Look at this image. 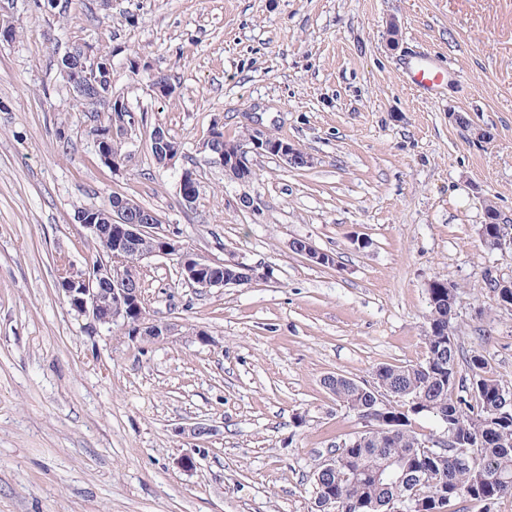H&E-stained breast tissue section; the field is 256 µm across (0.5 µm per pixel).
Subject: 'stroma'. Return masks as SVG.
<instances>
[{
    "label": "stroma",
    "instance_id": "35a3bbf8",
    "mask_svg": "<svg viewBox=\"0 0 512 512\" xmlns=\"http://www.w3.org/2000/svg\"><path fill=\"white\" fill-rule=\"evenodd\" d=\"M0 22V512H314V471L365 429L324 378L424 362L437 278L464 353L512 387V307L487 284L512 279V246L479 234L489 200L512 225V0H0ZM75 44L111 55L140 118L119 165L98 153L106 105L72 106ZM427 54L447 72L430 96L409 78ZM157 126L180 147L163 165ZM215 127L313 164L255 154L234 179L204 147ZM115 192L202 257L269 268L204 289L178 256L143 261L149 318L209 344L90 329L59 292L62 265L92 263L78 211Z\"/></svg>",
    "mask_w": 512,
    "mask_h": 512
}]
</instances>
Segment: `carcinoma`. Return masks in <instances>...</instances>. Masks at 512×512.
Wrapping results in <instances>:
<instances>
[{
  "label": "carcinoma",
  "instance_id": "obj_1",
  "mask_svg": "<svg viewBox=\"0 0 512 512\" xmlns=\"http://www.w3.org/2000/svg\"><path fill=\"white\" fill-rule=\"evenodd\" d=\"M488 223L481 225L487 235L499 236L504 225L494 206L487 209ZM94 259L112 251L109 237L90 240ZM488 285L498 306H512V288L499 287L498 279ZM430 307L425 340L427 358L420 364L384 365L377 369L376 388L394 392V404L387 410L395 424L374 437L362 433L344 440L345 464L357 471L353 480L341 481L334 475L315 487L316 494L336 498V512H432L441 500L450 506L461 500L490 512L494 500L512 495V411L500 408L512 389L490 375L481 354L474 352L460 370L458 345L444 346L443 331L456 319L455 304L449 301L448 282L434 279L428 285ZM330 393L340 406L359 418L373 408L375 396L369 388L359 391L347 377L336 375ZM419 395L433 404V410L416 413L407 409L408 398ZM448 412V427L455 438L447 450L428 447L409 429L411 417L425 414L436 419ZM479 444L478 455L469 464L455 467L443 464L441 454L454 451L469 440ZM399 468L402 479L387 483L379 474L388 466Z\"/></svg>",
  "mask_w": 512,
  "mask_h": 512
}]
</instances>
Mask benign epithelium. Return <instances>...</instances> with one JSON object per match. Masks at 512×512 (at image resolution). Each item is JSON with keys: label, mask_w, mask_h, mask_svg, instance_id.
Segmentation results:
<instances>
[{"label": "benign epithelium", "mask_w": 512, "mask_h": 512, "mask_svg": "<svg viewBox=\"0 0 512 512\" xmlns=\"http://www.w3.org/2000/svg\"><path fill=\"white\" fill-rule=\"evenodd\" d=\"M60 66L76 100L108 103L112 124L118 126L121 132L135 126V114L128 105L98 88L102 74L112 70L111 56L100 54L91 59L81 46L76 45L62 57ZM151 147L167 161L179 152V145L161 127L154 128ZM205 148L217 156L225 170L240 180L252 176L251 153H271L293 168L312 163L311 157L294 144L282 139L273 140L268 134L257 130L245 145L224 138V131L216 127L205 142ZM106 218L107 223L97 224L93 216L79 212L76 221L90 238L106 231L116 234L114 250L109 257L102 259L94 269L74 270L69 267L65 277L58 280V289L65 295L71 308L78 315L88 318L90 325L110 329L119 324L132 330L133 336L152 341L167 340L179 334V325L152 321L147 317L141 289L138 288V269L129 267L125 262L124 255L129 250L146 249L143 254L145 259L179 255L183 278L200 288L231 284L224 275V266L228 263L235 265L237 260L217 262L186 250L173 237L154 229V225L160 223L156 214H143L133 221L125 200L119 198L107 207ZM296 248L314 264H335L332 254L308 242L298 244ZM375 397L380 409L365 419L368 431L373 434L380 430V425L389 422V394L381 391L375 393Z\"/></svg>", "instance_id": "benign-epithelium-1"}]
</instances>
